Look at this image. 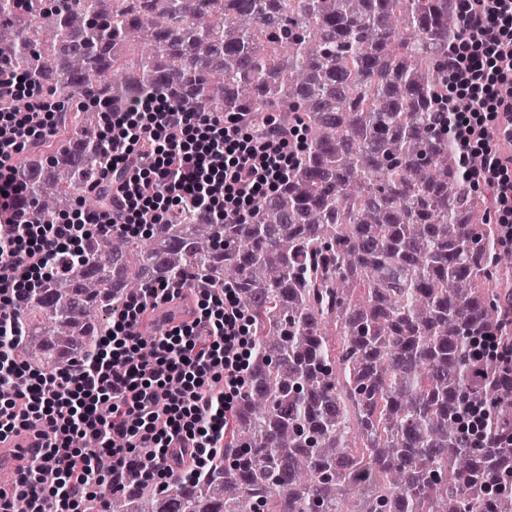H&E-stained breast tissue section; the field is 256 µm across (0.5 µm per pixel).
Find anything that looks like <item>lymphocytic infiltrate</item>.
Returning <instances> with one entry per match:
<instances>
[{
    "mask_svg": "<svg viewBox=\"0 0 512 512\" xmlns=\"http://www.w3.org/2000/svg\"><path fill=\"white\" fill-rule=\"evenodd\" d=\"M512 85V0H460L459 34L448 59V126L474 189L490 192L493 217L512 241V164L488 131ZM57 110L0 62V441L28 435L33 450L15 472L0 512H80L99 483L94 459L112 458V481L164 485L194 476L223 443L252 350L250 316L233 288L198 281V311L155 336L140 326L184 285L156 282L112 314V331L89 356L44 373L14 364L23 332L15 306L29 286L75 259L88 232L134 234L176 223L184 206L200 218L249 219L288 180L301 129L266 117L244 122L184 111L159 92L112 107L101 173L112 200L74 209L69 223L41 224L17 209L12 162L57 133ZM149 456H139V449Z\"/></svg>",
    "mask_w": 512,
    "mask_h": 512,
    "instance_id": "obj_1",
    "label": "lymphocytic infiltrate"
}]
</instances>
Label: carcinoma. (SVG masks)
<instances>
[{"instance_id":"1","label":"carcinoma","mask_w":512,"mask_h":512,"mask_svg":"<svg viewBox=\"0 0 512 512\" xmlns=\"http://www.w3.org/2000/svg\"><path fill=\"white\" fill-rule=\"evenodd\" d=\"M454 0H0V60L69 103L146 90L189 112L304 124V153L250 221L88 236L15 312L19 364L93 351L112 309L164 279L250 311L237 434L192 483L108 487L110 512H512V401L476 338L506 336L512 252L458 164L443 109ZM15 159L44 224L111 196L103 113ZM483 411L481 448L460 408Z\"/></svg>"}]
</instances>
